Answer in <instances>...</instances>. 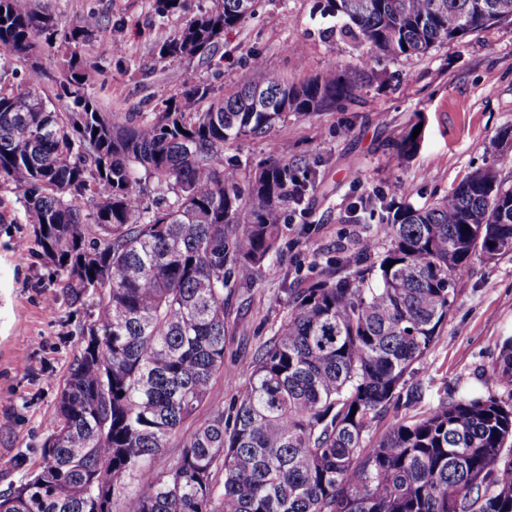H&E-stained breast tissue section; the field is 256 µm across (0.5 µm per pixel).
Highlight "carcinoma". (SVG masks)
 Here are the masks:
<instances>
[{
    "instance_id": "cac0c4a2",
    "label": "carcinoma",
    "mask_w": 512,
    "mask_h": 512,
    "mask_svg": "<svg viewBox=\"0 0 512 512\" xmlns=\"http://www.w3.org/2000/svg\"><path fill=\"white\" fill-rule=\"evenodd\" d=\"M257 2L217 0L160 53L210 60ZM321 11L341 39L385 58L512 24V0H321ZM38 34L112 40L93 13L61 30L32 0H0V57L30 56ZM88 68L71 55L57 106L0 90V182L21 194L70 303L96 298L42 461L0 490V512H112L118 500L123 512H512L511 403L465 394L367 440L390 408L421 400L414 365L472 257L512 252V184L491 167L421 207L361 196L348 223L378 218L389 244L360 238L326 259L333 277L292 290L232 422L213 411L150 473L224 372V297L276 252L288 209L315 183L291 151L247 170L225 146L290 113L334 110L362 82L332 63L293 85L256 55L254 78L227 96L190 77L158 111L115 119L88 94ZM412 133L396 144L402 159L420 148ZM489 378L512 387V336Z\"/></svg>"
}]
</instances>
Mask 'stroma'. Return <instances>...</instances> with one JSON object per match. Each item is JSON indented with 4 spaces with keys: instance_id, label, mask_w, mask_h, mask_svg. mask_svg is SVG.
I'll return each instance as SVG.
<instances>
[{
    "instance_id": "35a3bbf8",
    "label": "stroma",
    "mask_w": 512,
    "mask_h": 512,
    "mask_svg": "<svg viewBox=\"0 0 512 512\" xmlns=\"http://www.w3.org/2000/svg\"><path fill=\"white\" fill-rule=\"evenodd\" d=\"M214 3L186 0L182 10L161 16L154 0H35L38 11L63 27L95 12L121 49L102 51L94 38L71 47L38 37L29 60H0V90L25 87L35 68L42 77L38 94L54 99L74 52L98 71L90 92L101 110L120 114L157 111L162 99L181 92L191 73L222 91L242 85L256 54L291 83L332 60L360 69L365 88L358 102L289 116L268 137L238 141L225 151L252 166L271 157L274 142L285 141L318 172L314 189L283 224L277 253L246 271L247 289L225 300L224 369L236 381L217 378L207 408L229 416L258 348L287 313L291 289L316 275V255L336 252L359 235L385 242L383 225L347 223L359 195L388 192L400 181L407 191L397 204L417 207L487 166L512 183V25L492 26L420 57L374 56L364 66L338 39L335 19L322 14L317 0H259L255 13L221 40L219 64L160 57V44ZM417 122L423 125L421 147L410 159H399L394 143ZM21 241L27 244L22 251ZM456 292L432 347L415 365L424 389L415 407L419 413L467 389L512 400L511 387L489 378L503 340L512 336V253L473 256ZM52 295L57 301L50 308L45 299ZM95 308L92 297L80 306L69 303L25 222L18 192L0 186V489L21 478L14 467L17 455L31 466L40 461L48 424L82 345L80 326Z\"/></svg>"
}]
</instances>
